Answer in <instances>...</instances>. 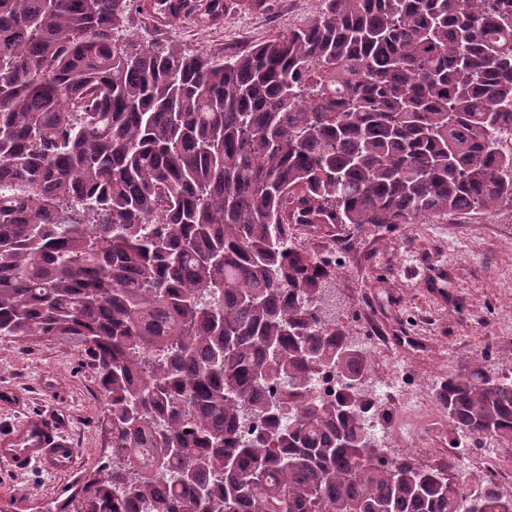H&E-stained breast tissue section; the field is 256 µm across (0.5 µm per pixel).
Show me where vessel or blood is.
I'll use <instances>...</instances> for the list:
<instances>
[{
    "label": "vessel or blood",
    "instance_id": "1",
    "mask_svg": "<svg viewBox=\"0 0 512 512\" xmlns=\"http://www.w3.org/2000/svg\"><path fill=\"white\" fill-rule=\"evenodd\" d=\"M74 456L66 427L58 419L26 414L0 431V464L14 472L34 464L58 472L69 468Z\"/></svg>",
    "mask_w": 512,
    "mask_h": 512
}]
</instances>
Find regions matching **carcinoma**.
Instances as JSON below:
<instances>
[{
  "label": "carcinoma",
  "instance_id": "1",
  "mask_svg": "<svg viewBox=\"0 0 512 512\" xmlns=\"http://www.w3.org/2000/svg\"><path fill=\"white\" fill-rule=\"evenodd\" d=\"M323 2L226 58L115 38L135 0H0V336L74 343L112 425L55 512H512L386 455L290 235L512 208V0ZM434 395L512 455L511 367Z\"/></svg>",
  "mask_w": 512,
  "mask_h": 512
}]
</instances>
